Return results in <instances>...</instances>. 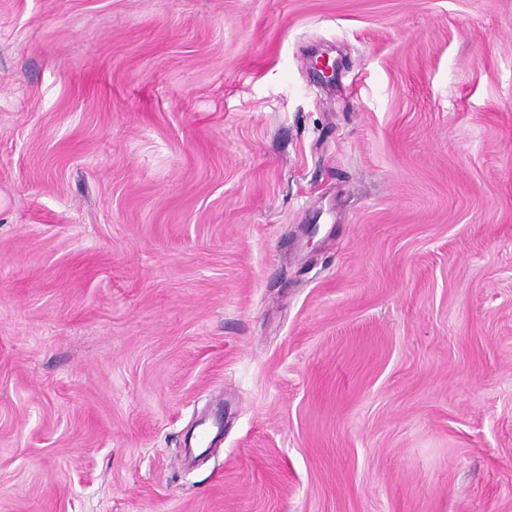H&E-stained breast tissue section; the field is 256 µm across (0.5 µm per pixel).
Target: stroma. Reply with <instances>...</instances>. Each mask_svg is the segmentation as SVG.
I'll use <instances>...</instances> for the list:
<instances>
[{
  "instance_id": "1",
  "label": "stroma",
  "mask_w": 512,
  "mask_h": 512,
  "mask_svg": "<svg viewBox=\"0 0 512 512\" xmlns=\"http://www.w3.org/2000/svg\"><path fill=\"white\" fill-rule=\"evenodd\" d=\"M0 512H512V0H0Z\"/></svg>"
}]
</instances>
